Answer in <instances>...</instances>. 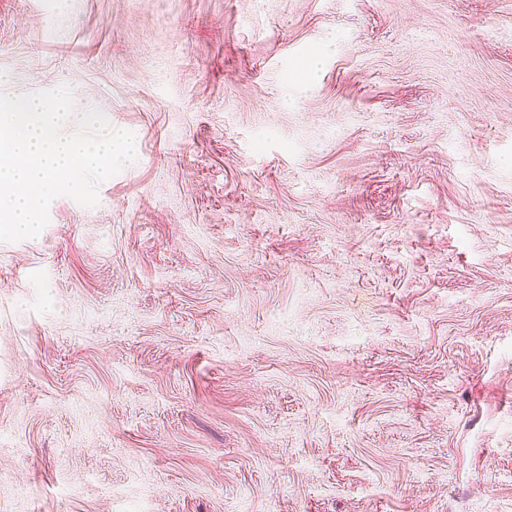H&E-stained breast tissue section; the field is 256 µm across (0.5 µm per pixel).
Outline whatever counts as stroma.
Listing matches in <instances>:
<instances>
[{
    "mask_svg": "<svg viewBox=\"0 0 512 512\" xmlns=\"http://www.w3.org/2000/svg\"><path fill=\"white\" fill-rule=\"evenodd\" d=\"M62 85L136 158L0 243V512H512V0H0Z\"/></svg>",
    "mask_w": 512,
    "mask_h": 512,
    "instance_id": "35a3bbf8",
    "label": "stroma"
}]
</instances>
